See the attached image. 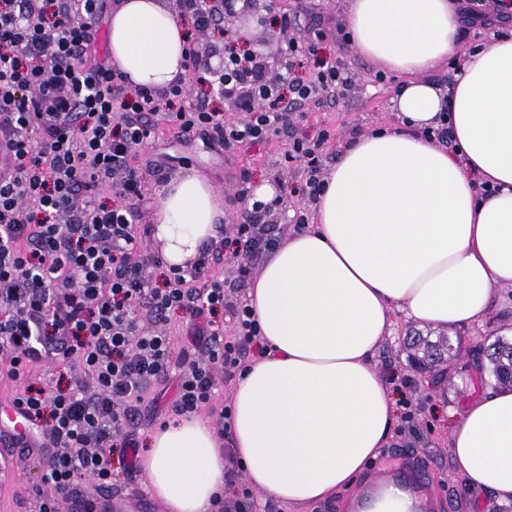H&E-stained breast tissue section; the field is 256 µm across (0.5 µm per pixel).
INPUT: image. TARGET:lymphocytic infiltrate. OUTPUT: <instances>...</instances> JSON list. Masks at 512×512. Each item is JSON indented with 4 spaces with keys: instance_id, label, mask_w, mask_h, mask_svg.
<instances>
[{
    "instance_id": "1",
    "label": "lymphocytic infiltrate",
    "mask_w": 512,
    "mask_h": 512,
    "mask_svg": "<svg viewBox=\"0 0 512 512\" xmlns=\"http://www.w3.org/2000/svg\"><path fill=\"white\" fill-rule=\"evenodd\" d=\"M103 0H0V376L16 382L17 402L56 442L35 488L39 512H62L78 486H111L112 464L101 448L122 434L127 472H134L137 441L129 428L152 382L167 375L171 338L147 331L179 310L198 320L200 353L184 355L177 376L175 414L207 413L219 436L229 432L231 407L220 400L221 380L263 353L246 297L228 300L227 281L212 271L220 258L235 260L239 284L279 243L265 216L274 203L236 194L244 207L217 243L202 248L189 269H171L164 282L159 258L141 254L136 219L141 198L137 147L160 127L179 136L198 133L233 148L270 143L288 130L308 100L346 96L353 77L341 62L317 57L314 39H289V67L313 60L309 78L267 76L262 54H231L214 74L196 53L184 67L196 83L157 93L135 88L118 95L122 81L107 58H88ZM237 101L244 117L225 120L212 97ZM327 132L294 139L284 159L306 174L304 194L324 188L321 147ZM111 189L113 202L101 193ZM227 314L218 322V314ZM67 363L81 377L53 389L29 385L40 365Z\"/></svg>"
}]
</instances>
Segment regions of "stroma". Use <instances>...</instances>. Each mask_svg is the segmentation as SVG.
Segmentation results:
<instances>
[{
	"label": "stroma",
	"instance_id": "1",
	"mask_svg": "<svg viewBox=\"0 0 512 512\" xmlns=\"http://www.w3.org/2000/svg\"><path fill=\"white\" fill-rule=\"evenodd\" d=\"M347 6L348 0H287L283 10L288 14L305 15L308 21L329 31L341 24ZM319 53L345 64L355 76L354 91L348 96L327 99L319 106L310 105L294 113L287 133L273 143L257 147L247 145L227 152L201 135L194 134L181 140L174 131L165 128L155 140L138 148L139 162L143 166L144 200L140 205L143 223L152 221L155 189L176 172L191 167L203 173L224 193L227 218L231 221L243 207L235 194L240 182H247L253 190L264 183L273 186L287 183L289 192L285 194L283 204L271 213L269 221L289 224L295 210L308 202L301 192L305 184L302 168L282 165L293 138L329 131L330 138L322 150L325 163L330 166L351 137L395 119L390 102L398 84L395 76L375 81L371 64L346 40L328 35L320 41ZM408 326L403 316H396L395 332L378 350L374 365L386 378L405 375L412 379L414 396L421 406L419 431L416 437L409 439L392 436L372 471L377 474L388 465L398 464L408 473L422 472L424 483L431 485L434 492V512H478L485 495L471 489L456 471L448 435L464 403L474 395L470 375L478 370L486 376L491 373V364L487 361L481 369H474L469 349L480 343L490 345L503 338L505 329L512 326V313L495 309L482 323L448 329V336L462 340L467 352L449 362L445 377L436 385L428 383L411 366L404 345ZM174 390V381L170 378L154 384L153 392L158 400L141 412L137 429L139 441H147L151 432L170 420L169 405ZM1 457L13 461L20 479L0 500V512H35L30 492L40 482L44 470L42 462L4 437H0Z\"/></svg>",
	"mask_w": 512,
	"mask_h": 512
}]
</instances>
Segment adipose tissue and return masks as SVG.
<instances>
[{
  "mask_svg": "<svg viewBox=\"0 0 512 512\" xmlns=\"http://www.w3.org/2000/svg\"><path fill=\"white\" fill-rule=\"evenodd\" d=\"M358 52L401 75L396 123L364 133L325 177L315 222L288 234L247 297L264 354L238 374L230 445L194 416L151 433L145 481L167 512H210L233 457L250 484L299 512L350 487L388 443L396 398L373 358L393 314L432 328L482 323L512 286V36L462 40L456 0H350ZM112 65L162 91L184 73L189 37L161 0H116ZM453 62L448 87L431 73ZM447 123L443 144L428 128ZM226 201L199 171L155 191L153 222L170 266L218 241ZM454 465L490 504L512 505V387L488 382L449 435Z\"/></svg>",
  "mask_w": 512,
  "mask_h": 512,
  "instance_id": "adipose-tissue-1",
  "label": "adipose tissue"
}]
</instances>
